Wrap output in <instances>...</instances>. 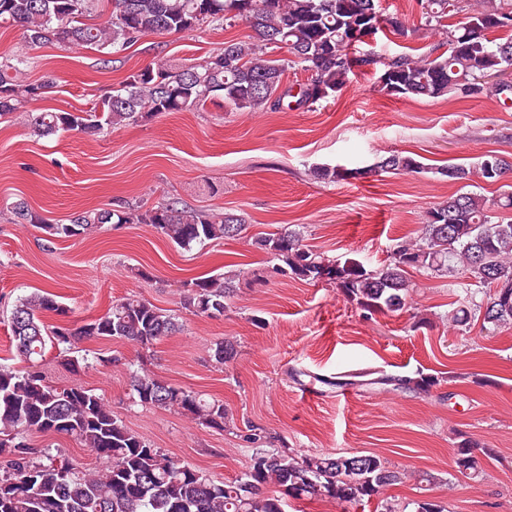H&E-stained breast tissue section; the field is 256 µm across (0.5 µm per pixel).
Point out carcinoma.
<instances>
[{
	"mask_svg": "<svg viewBox=\"0 0 512 512\" xmlns=\"http://www.w3.org/2000/svg\"><path fill=\"white\" fill-rule=\"evenodd\" d=\"M101 0H0V26L24 29L27 43L39 47L56 43L64 48H121L145 34H178L206 23L241 21L253 32L248 41L230 40L224 48L191 65H161L127 77L116 93L102 101L95 113L35 112L29 127L39 137L61 131L93 133L103 126L134 123L164 112L198 109L216 98L234 108L261 110L277 107L290 96L283 88L288 66L302 63L311 72L299 88L296 104L310 107L341 91L356 67L369 63L366 55L350 57L351 27L376 9V0H250L242 14L240 0H106L112 11L104 15ZM425 24L443 40L424 57L397 55L384 67L397 78L396 88L382 90L399 97L439 98L471 96L463 91L492 62L512 69V0H418ZM460 17L455 23L449 20ZM287 50L289 58L270 59L266 48ZM22 58L0 63V116L18 109L24 98L41 94L44 85H23ZM382 172L423 170L411 155L391 153L379 159ZM512 172V156L490 152L472 165H448L437 174L462 184L426 212L415 238L395 245L389 260L368 270L356 259H331L303 244L304 231L283 227L255 238L254 245L274 262L285 277L333 282L344 297L362 311L395 313L403 310L412 292L410 268L435 275L459 274L487 289L483 323L492 328L512 324V220L496 219L492 208L512 211V191L493 203L466 190L478 178L488 184ZM16 217L39 224L51 238L89 235L102 224H149L176 246L235 239L245 219L231 213L193 209L177 201L152 208L124 211L92 209L73 214L67 224H45L19 199L12 204ZM240 273L195 278L184 284L181 306L195 316L214 317L229 308ZM468 298L458 300L450 321L463 326L471 319ZM46 312L63 316L68 310L56 295L39 291L19 297L10 313L14 363L0 364V512H286L288 499L321 496L343 512L380 500L383 512H397L386 491L404 474L390 469L377 455L298 454L261 450L245 472L233 481L218 478L192 463L157 448L131 430L111 405L91 389L61 387L39 370L47 346L66 353L85 338L105 337L150 349L180 330L178 320L150 301L130 294L112 301L107 312L78 328L48 325ZM236 344L221 340L210 348L220 365L233 362ZM347 377L358 384L384 390L413 389L428 393L439 379L382 371L345 372L319 381L342 386ZM130 398L141 405L174 411L206 429L222 431L233 417L220 400L175 386L147 370L129 373ZM56 432L92 449L105 462L92 472L74 459L49 448H36L32 433ZM479 448L458 434L454 466L457 475L475 480L482 473ZM34 475L37 482L25 492L15 484Z\"/></svg>",
	"mask_w": 512,
	"mask_h": 512,
	"instance_id": "1",
	"label": "carcinoma"
}]
</instances>
